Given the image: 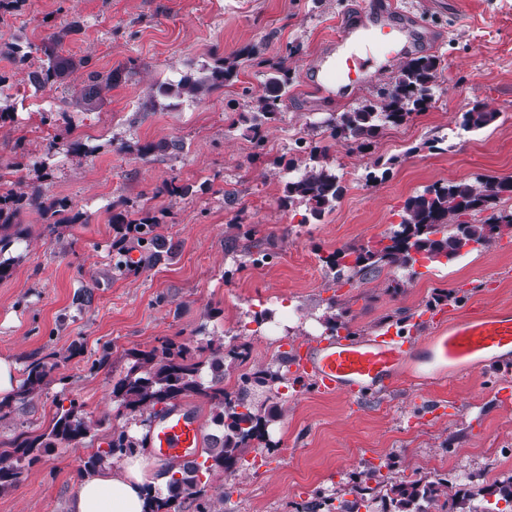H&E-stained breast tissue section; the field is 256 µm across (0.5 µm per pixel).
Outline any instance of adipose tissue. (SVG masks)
Returning <instances> with one entry per match:
<instances>
[{"mask_svg": "<svg viewBox=\"0 0 512 512\" xmlns=\"http://www.w3.org/2000/svg\"><path fill=\"white\" fill-rule=\"evenodd\" d=\"M153 481L145 458L140 456L83 473L69 500L68 512H145L148 486Z\"/></svg>", "mask_w": 512, "mask_h": 512, "instance_id": "ef3b65f1", "label": "adipose tissue"}]
</instances>
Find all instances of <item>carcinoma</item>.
<instances>
[{
  "instance_id": "obj_1",
  "label": "carcinoma",
  "mask_w": 512,
  "mask_h": 512,
  "mask_svg": "<svg viewBox=\"0 0 512 512\" xmlns=\"http://www.w3.org/2000/svg\"><path fill=\"white\" fill-rule=\"evenodd\" d=\"M62 33L49 37L51 45L44 47L46 59L34 71L28 73V81L36 91L51 89L57 83L68 61L55 54L53 46L60 43ZM288 57L269 65L270 74L262 94L252 98L250 141L253 155L265 154L266 140L262 128L282 111L288 96ZM436 61L429 56L410 57L402 62L397 75L388 87L382 89L375 100L366 101L361 107L341 113L328 124L330 138L345 142L353 149L362 151L370 140L387 125H397L414 112L426 109L431 99L430 84L434 78ZM238 77L236 65L223 64L202 76L184 75L176 82L159 84L150 96L149 104L156 99L186 98L201 100ZM112 73L97 70L87 73V85L72 95V103L85 110L97 107L102 86H111ZM496 118V113L477 104L463 114L464 126L480 130ZM42 122L55 128L54 141L62 142L71 134V127L58 124L54 113L42 114ZM328 148L310 150L314 164L304 166L298 160L288 163V170L297 175L288 179L284 187V199L288 205L302 203L315 220H321L331 211L345 190L340 177L327 161ZM512 193L501 181L492 179H466L437 182L423 193L408 198L404 204L400 224L395 226L375 248L338 249L322 258L324 266L333 273V281L364 280L384 266L412 268L425 260L430 263L451 262L462 253L490 248L497 237L512 232V214H491L480 224H471L461 217L471 212L493 210L500 196ZM40 188H35L29 201L40 204L44 223L51 230L61 224H74L79 215L72 213V203L63 198L47 204L41 203ZM22 198L10 193L0 195V254L12 243L13 216ZM157 222L140 217L117 224L123 238L130 242L131 250L140 253L134 266L147 269L157 265L168 255L160 236L155 233ZM336 301L328 306L330 314L325 324L332 332L344 329L350 332L349 322L335 313ZM249 348L241 345L224 351L223 343L212 340L191 349L183 343L165 340L149 350L127 352L129 367L126 374L112 388V398L119 408L141 416L156 415L168 409L180 397H199L213 405L211 424L219 429V435L210 437L203 449L202 461L169 465L170 478L163 493L148 497V512H179L186 500L196 502L197 512H221L217 504L224 502L206 496V487L235 471L250 449L271 447L268 426L276 418L263 403L254 401L252 391L256 387L278 395L279 387L288 378L278 367H267L239 377L234 396L224 394V366L226 360L245 362ZM59 354L50 352L29 363L24 378L8 401H0V420L10 414L12 403L32 401L47 383L50 373L58 366ZM105 419L92 420L84 416L75 404L56 413L49 431L29 436L18 434L11 447L0 450V491L17 485L26 468L60 446H78L86 443L92 431L103 425ZM107 447L92 450L83 462V470H95L113 464L132 455L143 447V439L130 433L126 427H114ZM366 478L377 484H387L388 491L382 500L380 512H457L473 491H462L448 480L426 479L391 481L376 470H369ZM370 488L359 483L349 490L353 499L348 500L336 491V497H325L321 504L329 512H359L364 493Z\"/></svg>"
}]
</instances>
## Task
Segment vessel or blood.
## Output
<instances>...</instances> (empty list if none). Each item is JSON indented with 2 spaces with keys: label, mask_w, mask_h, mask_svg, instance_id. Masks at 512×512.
I'll return each mask as SVG.
<instances>
[{
  "label": "vessel or blood",
  "mask_w": 512,
  "mask_h": 512,
  "mask_svg": "<svg viewBox=\"0 0 512 512\" xmlns=\"http://www.w3.org/2000/svg\"><path fill=\"white\" fill-rule=\"evenodd\" d=\"M418 15L398 16L372 5L358 25L342 24L328 39L311 65V88L320 96L369 85L378 68L373 58L356 53V46L386 50L388 58L407 56L419 34ZM432 336L419 340L403 331L377 336H323L294 347L298 373L309 377L319 392L366 398L391 391L404 379L441 381L449 374L474 366H492L512 360V313L448 323L444 312H434ZM198 419L179 408L158 416L147 433L150 454L161 461L194 459L201 446Z\"/></svg>",
  "instance_id": "b4317fda"
}]
</instances>
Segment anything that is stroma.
<instances>
[{
    "label": "stroma",
    "mask_w": 512,
    "mask_h": 512,
    "mask_svg": "<svg viewBox=\"0 0 512 512\" xmlns=\"http://www.w3.org/2000/svg\"><path fill=\"white\" fill-rule=\"evenodd\" d=\"M390 9L411 6L433 46L418 56L437 64L426 111L385 127L364 151L329 141L331 118L375 98L397 73L389 63L381 79L353 95L319 105L309 90L308 67L342 21L370 0H27L23 10H0V75L16 110L0 120V168L24 144L30 162L6 175L0 193H29L42 186L64 197L82 218L47 231L36 208L24 207L11 228L6 253L13 274L0 281V358L24 369L50 351L59 366L33 402L13 404L0 420V447L19 432L43 433L58 405L76 403L84 416L112 415L113 425L136 430L140 416H121L112 386L129 366L127 350L163 339L195 345L209 336L237 344L241 320L266 312L277 324H253L249 359L226 373L272 364L276 337L303 342L327 333L329 299L349 310L350 328L364 336L422 324L430 335L432 309L448 316L512 310V233L488 250L446 265L417 263L413 274L393 269L353 283L331 285L321 258L339 248L373 244L399 224L407 198L437 182L493 178L512 182V0H381ZM70 23L57 47L69 67L48 95L66 109L70 142L53 144L41 124L27 73L44 54L51 27ZM36 51L25 64L7 51L14 37ZM295 47L286 56V47ZM254 65H244V58ZM113 71L95 110L64 108L62 90L80 91L87 69ZM287 59L292 83L276 120L265 125L266 153L257 158L246 132L250 94L264 89L266 63ZM239 62L237 79L198 103L146 112L142 102L160 83L179 79L215 60ZM482 104L495 121L478 131L462 115ZM151 145L140 157L126 142ZM183 150L176 151L172 142ZM328 146V161L345 192L321 221H305V206L282 203V163L300 144ZM375 179H368V172ZM191 185L172 196L164 183ZM142 206L172 247L156 266L118 272L129 256L115 248L112 218ZM245 224L269 253L254 263L236 238ZM81 354L69 356L70 346ZM109 369L91 371L103 351ZM512 368H476L445 383L401 384L364 400L324 394L311 382L281 385L272 399V447L259 449V473L237 469L223 477L224 512H299L316 495L362 481L367 460L382 457L385 472L452 478L457 470L480 475L485 490L472 505L495 502L490 486L512 476ZM88 450L59 447L29 468L15 487L0 493V512H67Z\"/></svg>",
    "instance_id": "1"
}]
</instances>
